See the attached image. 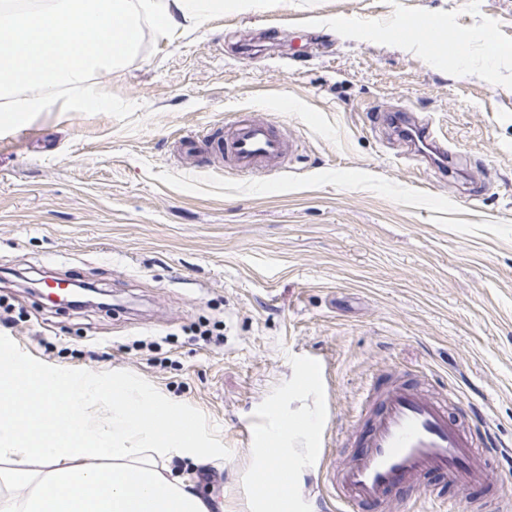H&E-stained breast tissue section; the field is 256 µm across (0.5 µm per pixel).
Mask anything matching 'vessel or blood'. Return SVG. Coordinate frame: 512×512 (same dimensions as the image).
Listing matches in <instances>:
<instances>
[{
	"label": "vessel or blood",
	"mask_w": 512,
	"mask_h": 512,
	"mask_svg": "<svg viewBox=\"0 0 512 512\" xmlns=\"http://www.w3.org/2000/svg\"><path fill=\"white\" fill-rule=\"evenodd\" d=\"M293 145L264 119H242L226 128L217 150L225 167L256 175L284 165ZM365 422L360 430L363 450L356 456L324 469V446H316L311 466L315 482L329 505L343 512H360L372 504L380 512H407L409 505L394 500L395 486L421 487L443 505L445 512H464L458 490L486 485L493 479L491 449L481 437L461 428L448 416V398L426 397L402 383L369 388L364 398ZM273 409L258 413L248 442L263 441L268 458L286 454L277 439L268 435ZM287 468L250 472L245 491L251 505H258L272 483H287Z\"/></svg>",
	"instance_id": "obj_1"
}]
</instances>
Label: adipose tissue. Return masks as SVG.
<instances>
[{"label": "adipose tissue", "mask_w": 512, "mask_h": 512, "mask_svg": "<svg viewBox=\"0 0 512 512\" xmlns=\"http://www.w3.org/2000/svg\"><path fill=\"white\" fill-rule=\"evenodd\" d=\"M223 456L178 403L131 378L0 349V512H217V495L168 463Z\"/></svg>", "instance_id": "1"}]
</instances>
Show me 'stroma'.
Segmentation results:
<instances>
[{
    "mask_svg": "<svg viewBox=\"0 0 512 512\" xmlns=\"http://www.w3.org/2000/svg\"><path fill=\"white\" fill-rule=\"evenodd\" d=\"M422 20L446 33L431 50L389 33ZM92 83L136 112L57 103L0 134L1 347L180 403L233 451L208 466L224 512H249L242 428L259 409H324L288 391L303 356L334 389L331 458L359 453L373 382L447 390L454 417L484 415L502 443L512 496V0L232 5L145 34ZM389 113L429 126L444 162L407 150ZM251 117L297 145L256 178L209 149ZM23 275L113 304L57 306Z\"/></svg>",
    "mask_w": 512,
    "mask_h": 512,
    "instance_id": "stroma-1",
    "label": "stroma"
}]
</instances>
